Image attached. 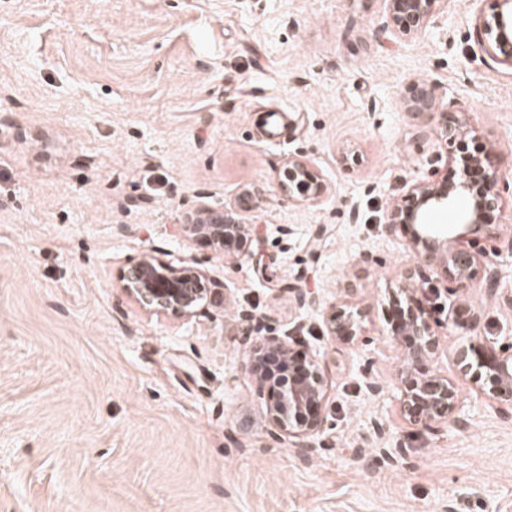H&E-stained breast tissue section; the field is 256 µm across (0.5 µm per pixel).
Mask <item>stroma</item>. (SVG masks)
<instances>
[{"mask_svg": "<svg viewBox=\"0 0 512 512\" xmlns=\"http://www.w3.org/2000/svg\"><path fill=\"white\" fill-rule=\"evenodd\" d=\"M496 6L437 0L429 31L403 36L383 31L384 0H0V512H512V414L456 363L512 345V214L482 230L498 284L461 297L476 321L454 320L425 268L463 417L434 432L395 397L387 315L418 256L382 219L424 172L456 179L436 131L460 112L512 199V68L474 30ZM297 155L323 202L281 191ZM245 191L253 258L180 234L199 200ZM146 249L205 275L206 316L126 295ZM288 279L364 306L369 345L332 341ZM244 309L320 356L331 427L312 449L269 434Z\"/></svg>", "mask_w": 512, "mask_h": 512, "instance_id": "35a3bbf8", "label": "stroma"}]
</instances>
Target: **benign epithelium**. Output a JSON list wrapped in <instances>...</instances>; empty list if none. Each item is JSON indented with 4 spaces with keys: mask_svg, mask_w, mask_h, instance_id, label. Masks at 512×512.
Returning <instances> with one entry per match:
<instances>
[{
    "mask_svg": "<svg viewBox=\"0 0 512 512\" xmlns=\"http://www.w3.org/2000/svg\"><path fill=\"white\" fill-rule=\"evenodd\" d=\"M391 29L401 35L418 36L427 31L435 0H385ZM497 12L478 15L475 21L478 46L492 60L512 67V0H497ZM464 115L447 120L438 139L448 152V160H457L462 176L452 182L437 181L434 173L407 186L401 201L389 206L384 223L403 225L410 234L408 246L414 251L435 254L436 229L429 216L446 212L462 200L466 209L460 223L481 228L485 219L501 214L504 201L499 190L500 173L487 170L484 158L459 154L470 135ZM281 190L299 201L317 204L328 192L327 185L300 157L288 159L279 170ZM256 207L249 193L221 208L201 203L180 224L189 238H203L220 252L229 247L242 257L250 255L253 229L245 214ZM446 292L451 296L471 287L480 279L495 280L496 272L486 261L485 248L477 238L459 234L457 245L444 259ZM121 288L144 310L175 318H192L205 313L210 289L205 276L177 258L160 261L150 254L128 263L120 276ZM279 289L293 296L301 310L321 307V299L294 282H283ZM329 336L335 341L364 345L367 311L356 303L331 305ZM241 320L255 332L256 340L244 360L245 369L255 377L256 396L261 402L274 439L292 442L299 448L311 447V441L326 427L325 407L329 398L327 380L319 358L294 350L287 337L268 328L262 319L246 311ZM391 333L400 339L406 351L404 376L398 386L401 415L409 422L433 431L460 415L457 383L436 372L432 361L439 348L423 293L404 291V304L394 313ZM457 363L472 374L479 390L489 400L512 406V350H497L485 344H471L457 351Z\"/></svg>",
    "mask_w": 512,
    "mask_h": 512,
    "instance_id": "7a95c632",
    "label": "benign epithelium"
}]
</instances>
